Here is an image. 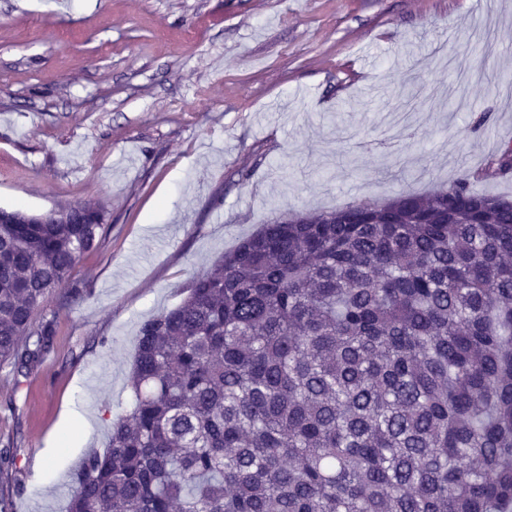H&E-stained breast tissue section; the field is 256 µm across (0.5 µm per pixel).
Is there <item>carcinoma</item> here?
Instances as JSON below:
<instances>
[{
	"instance_id": "obj_1",
	"label": "carcinoma",
	"mask_w": 512,
	"mask_h": 512,
	"mask_svg": "<svg viewBox=\"0 0 512 512\" xmlns=\"http://www.w3.org/2000/svg\"><path fill=\"white\" fill-rule=\"evenodd\" d=\"M488 166L512 171V147ZM0 221V365L29 372L102 206ZM66 512H512V200L284 213L139 330Z\"/></svg>"
}]
</instances>
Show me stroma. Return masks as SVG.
Returning <instances> with one entry per match:
<instances>
[{"instance_id":"35a3bbf8","label":"stroma","mask_w":512,"mask_h":512,"mask_svg":"<svg viewBox=\"0 0 512 512\" xmlns=\"http://www.w3.org/2000/svg\"><path fill=\"white\" fill-rule=\"evenodd\" d=\"M503 70L512 0H0V208L107 212L81 296L48 303L50 353L0 365L14 512H65L130 404L140 326L263 223L464 178L512 198L482 169L512 125Z\"/></svg>"}]
</instances>
